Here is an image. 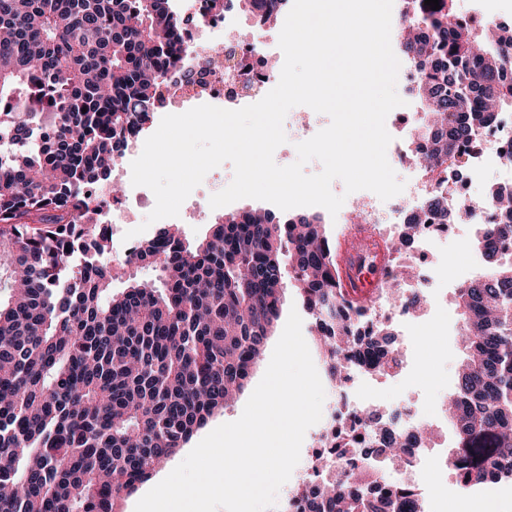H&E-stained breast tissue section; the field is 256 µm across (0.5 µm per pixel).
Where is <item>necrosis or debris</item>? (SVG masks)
I'll return each instance as SVG.
<instances>
[{
    "instance_id": "obj_1",
    "label": "necrosis or debris",
    "mask_w": 512,
    "mask_h": 512,
    "mask_svg": "<svg viewBox=\"0 0 512 512\" xmlns=\"http://www.w3.org/2000/svg\"><path fill=\"white\" fill-rule=\"evenodd\" d=\"M183 7L193 17L194 32L190 41L208 39L205 59L194 66L203 77L202 84L187 85L180 71L168 75L169 94L163 111H187L202 104L220 108L239 109L260 101L268 84L278 82L280 61L284 54L273 36L268 35V21L253 18L252 23L266 33L265 38L245 40L240 36L241 17L235 10H213L209 0H184ZM235 49L232 60L223 57L224 47ZM512 154V113L498 112L480 126L469 141L455 147L443 172L422 168L411 169L405 176L403 192L383 201L369 191L355 192V207L345 216L347 224L368 226L382 239L390 241L400 236L416 206L430 193L438 191L448 200L447 214H434L428 223L420 225L416 237L425 248H432L436 231L446 224H494L497 214L488 205L485 196L474 195L471 184L490 168L506 172L512 170L506 158ZM466 166V180L455 179L453 170ZM364 382L361 371L349 370L332 391L335 402L329 406L316 434L313 463L303 471L296 486L285 492L280 503L282 512H302L304 487L322 482L330 474L343 476L355 462L354 457H339L334 452L335 434L350 427L355 418L371 409L364 396L348 399L347 394Z\"/></svg>"
}]
</instances>
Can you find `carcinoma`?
I'll return each instance as SVG.
<instances>
[{
  "mask_svg": "<svg viewBox=\"0 0 512 512\" xmlns=\"http://www.w3.org/2000/svg\"><path fill=\"white\" fill-rule=\"evenodd\" d=\"M270 19L279 0H241ZM400 31L429 114L416 160L439 169L495 112L512 110V28L462 26L453 0H410ZM175 0H0V512H121L125 497L242 393L273 335L292 270L332 380L398 364L391 334L360 331L342 292L336 238L318 216L242 209L189 245L176 224L114 264L92 189L149 123L191 48ZM497 224L474 246L487 270L456 289L468 354L448 397L459 488L512 480V189L493 184ZM448 213L440 193L416 207ZM151 265L156 279L133 269ZM123 279L127 287L112 291ZM363 465L315 486L308 512H419L413 487L386 486L380 458L403 437L369 414Z\"/></svg>",
  "mask_w": 512,
  "mask_h": 512,
  "instance_id": "cac0c4a2",
  "label": "carcinoma"
}]
</instances>
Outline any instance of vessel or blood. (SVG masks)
I'll return each instance as SVG.
<instances>
[{"instance_id": "1", "label": "vessel or blood", "mask_w": 512, "mask_h": 512, "mask_svg": "<svg viewBox=\"0 0 512 512\" xmlns=\"http://www.w3.org/2000/svg\"><path fill=\"white\" fill-rule=\"evenodd\" d=\"M370 247L367 235L362 233L341 241L337 248L342 291L360 304L375 295L389 269L386 260L373 257Z\"/></svg>"}]
</instances>
